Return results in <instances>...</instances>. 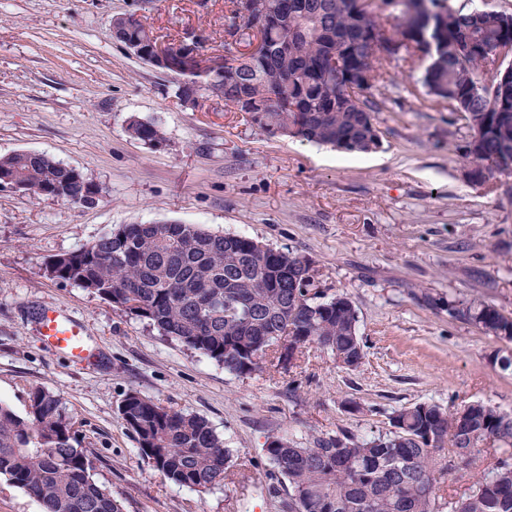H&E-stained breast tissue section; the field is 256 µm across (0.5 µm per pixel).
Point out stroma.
Returning a JSON list of instances; mask_svg holds the SVG:
<instances>
[{
	"mask_svg": "<svg viewBox=\"0 0 512 512\" xmlns=\"http://www.w3.org/2000/svg\"><path fill=\"white\" fill-rule=\"evenodd\" d=\"M132 11L164 42L197 31L207 52L224 48V0H0V156L36 152L101 189L80 206L0 188V402L22 415L32 390L56 395L124 512H292L269 437L373 435L423 402L512 410V370L493 362L512 342L448 315L452 300L512 314V176L470 177L466 122L427 96L421 62L383 59L388 80L367 93L381 146L348 154L270 135L220 98L185 105L176 78L113 39L114 16ZM133 116L163 144L131 138ZM158 221L305 256L320 292L353 301L364 365L312 348L296 368L237 376L45 274L114 228ZM44 307L83 324L95 361L43 342ZM134 391L208 421L233 451L223 487L178 486L140 457L120 417Z\"/></svg>",
	"mask_w": 512,
	"mask_h": 512,
	"instance_id": "35a3bbf8",
	"label": "stroma"
}]
</instances>
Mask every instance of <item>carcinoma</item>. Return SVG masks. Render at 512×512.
<instances>
[{
    "label": "carcinoma",
    "mask_w": 512,
    "mask_h": 512,
    "mask_svg": "<svg viewBox=\"0 0 512 512\" xmlns=\"http://www.w3.org/2000/svg\"><path fill=\"white\" fill-rule=\"evenodd\" d=\"M239 2L227 0L224 20L246 32L252 18ZM257 2L268 51L181 75L179 98L218 88L225 106L248 113L273 136L371 152L380 135L366 91L386 75L375 41L404 37L403 59L426 62L421 82L428 95L463 106L473 177L512 175V95L492 106L479 89L487 50L512 41V14L448 8L429 23L412 9L414 0ZM114 27L116 41L127 47L147 49L156 41L141 20L118 16ZM364 74L366 90L351 92ZM127 132L152 147L164 141L158 126L137 117ZM5 178L67 203L81 195L92 205L98 197L81 173L41 154L0 157V181ZM51 278L98 295L238 376L272 365L289 369L312 346L349 371L364 363L350 298L316 291L305 257L247 236L177 221L124 224L69 253ZM448 315L512 342V315L491 304L450 303ZM283 337L285 354L279 353ZM120 415L141 458L168 480L198 491L224 485L231 449L205 419L138 392L126 396ZM488 448L499 456L473 476L465 496L448 502V512H512V411L482 402L404 407L378 435L327 434L309 446L273 436L266 452L288 480L295 512H437L448 475L469 469ZM92 469L55 395L34 389L23 415L0 403V479L25 490L42 512H123L94 482Z\"/></svg>",
    "instance_id": "1"
}]
</instances>
